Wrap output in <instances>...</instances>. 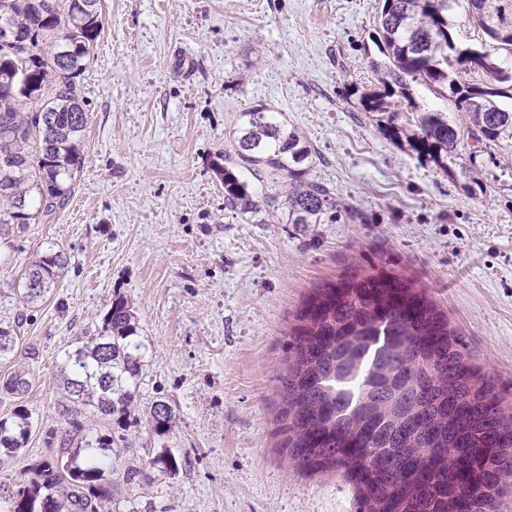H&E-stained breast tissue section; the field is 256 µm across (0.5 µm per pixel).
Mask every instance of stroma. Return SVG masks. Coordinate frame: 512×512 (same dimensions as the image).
Here are the masks:
<instances>
[{"label": "stroma", "instance_id": "1", "mask_svg": "<svg viewBox=\"0 0 512 512\" xmlns=\"http://www.w3.org/2000/svg\"><path fill=\"white\" fill-rule=\"evenodd\" d=\"M380 3L103 0L75 193L0 251V326L19 336L0 381L22 367L31 382L21 395L0 388V416L20 405L35 423L24 448L0 451V512L5 489L54 458L46 434L66 429L58 368L118 295L134 304L145 347L122 460L141 467L164 446L188 465L134 485L112 475L114 512H352L344 479L297 469L273 431L295 311L364 254L407 267L512 392V144L484 154L487 192L470 197L360 110L357 92L378 86L368 34ZM260 106L308 139L311 178L367 223H288L287 181L245 168L262 210L225 208L216 164L235 153L243 112ZM50 245L69 264L26 305L14 279ZM160 397L176 412L161 439L148 418Z\"/></svg>", "mask_w": 512, "mask_h": 512}]
</instances>
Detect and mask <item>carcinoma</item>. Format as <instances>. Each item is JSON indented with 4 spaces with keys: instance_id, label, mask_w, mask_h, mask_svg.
<instances>
[{
    "instance_id": "obj_1",
    "label": "carcinoma",
    "mask_w": 512,
    "mask_h": 512,
    "mask_svg": "<svg viewBox=\"0 0 512 512\" xmlns=\"http://www.w3.org/2000/svg\"><path fill=\"white\" fill-rule=\"evenodd\" d=\"M458 0H382L375 44L385 56V79L363 92V111L379 116L384 132L439 167L469 196L485 194L475 177L480 153L512 141V0H464L488 37L476 48L492 70V93L460 75L473 72L456 56L448 12ZM102 0H0V30H19L28 50L19 52L0 34V243L68 204L84 165L89 113L81 77L103 30ZM431 86L463 113L458 125L439 112H422L410 137L398 113L415 107L412 84ZM475 150L462 157L466 140ZM236 158L218 167L224 205L243 214L259 204L234 168L274 171L289 182L287 223L320 224L324 216L361 213L335 198L326 184L308 178L317 153L280 112L243 113L236 130ZM66 253L49 246L17 278L21 299L35 305L58 284ZM388 253L362 257L334 279L319 282L297 311L283 343V371L276 378L281 404L276 416L279 447L309 474L335 472L353 489L354 512H498L512 493V401L492 376L472 363L464 337L413 275L397 269ZM17 330L0 327V359L11 355ZM354 346L350 364L338 362ZM134 307L112 299L100 330L66 354L59 377L67 394L59 413L69 430L50 436L55 458L35 469L36 478L9 495V512H112L105 473L123 472L134 484L147 471L174 476L185 465L161 449L143 468L122 467L115 449L125 437L144 366ZM27 373L14 372L4 387L22 394ZM151 430L172 429L169 401L151 406ZM100 417L113 427L82 434L81 418ZM32 416L20 406L0 417V448L14 453L27 444ZM389 466L381 472L376 460Z\"/></svg>"
}]
</instances>
